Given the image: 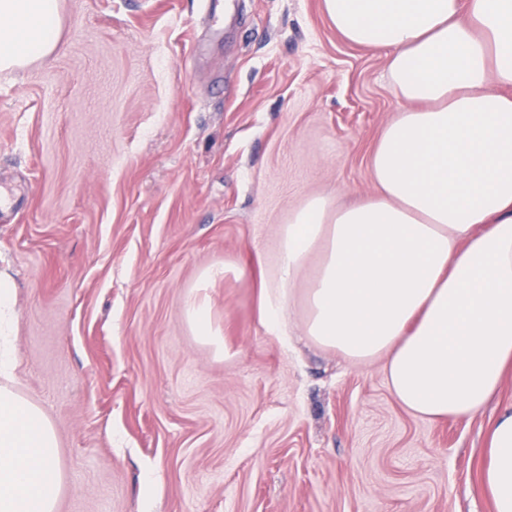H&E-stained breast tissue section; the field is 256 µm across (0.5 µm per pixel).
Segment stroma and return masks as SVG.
<instances>
[{
    "label": "stroma",
    "mask_w": 512,
    "mask_h": 512,
    "mask_svg": "<svg viewBox=\"0 0 512 512\" xmlns=\"http://www.w3.org/2000/svg\"><path fill=\"white\" fill-rule=\"evenodd\" d=\"M61 0L54 55L0 72V270L13 386L58 437L56 512H493L487 429L434 421L260 316L278 230L372 195L405 109L323 0ZM211 306L216 349L186 306Z\"/></svg>",
    "instance_id": "stroma-1"
}]
</instances>
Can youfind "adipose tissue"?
<instances>
[{
	"label": "adipose tissue",
	"mask_w": 512,
	"mask_h": 512,
	"mask_svg": "<svg viewBox=\"0 0 512 512\" xmlns=\"http://www.w3.org/2000/svg\"><path fill=\"white\" fill-rule=\"evenodd\" d=\"M349 43L383 52L408 109L371 158L378 191L332 208L314 197L280 230V294L300 334L360 364L384 358L396 400L430 420L468 419L512 370V0H324ZM59 0H0V70L48 57ZM14 295L0 274V512H55L57 435L11 386ZM480 483L512 512V408L488 430Z\"/></svg>",
	"instance_id": "obj_1"
}]
</instances>
